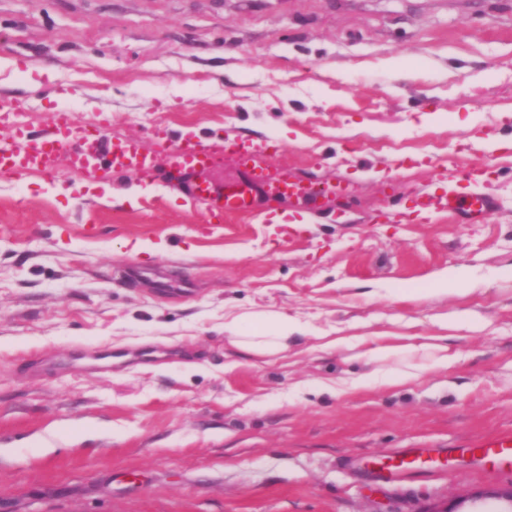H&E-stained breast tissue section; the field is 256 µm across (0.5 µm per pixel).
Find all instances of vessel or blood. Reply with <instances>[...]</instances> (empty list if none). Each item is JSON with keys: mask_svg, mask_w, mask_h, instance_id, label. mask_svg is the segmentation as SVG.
Returning <instances> with one entry per match:
<instances>
[{"mask_svg": "<svg viewBox=\"0 0 512 512\" xmlns=\"http://www.w3.org/2000/svg\"><path fill=\"white\" fill-rule=\"evenodd\" d=\"M153 137L157 143L165 145V158L145 150L136 138L109 143L103 131L91 132L78 127L72 113L59 111L51 114L43 135H31L22 125L12 128L10 144L0 146V170L17 177L29 173L51 176L64 161L71 170L85 175L108 171L116 182L124 181L133 172L177 189L191 202L206 204L211 217L217 220L227 214L253 212L261 197L315 206L320 198L347 190L340 180L319 187L288 171L271 168L262 161L260 149L234 140L218 147L189 135L171 145L165 131L160 129L154 131ZM227 153L241 156L242 175L235 183L213 185L205 173ZM484 175L483 167L473 166L466 172L472 190L462 193L452 185L440 194H422L418 201L420 212H445L460 217L467 224L481 223L494 207L493 199L478 189ZM470 447L485 456L505 458L512 455V433L475 439Z\"/></svg>", "mask_w": 512, "mask_h": 512, "instance_id": "vessel-or-blood-1", "label": "vessel or blood"}]
</instances>
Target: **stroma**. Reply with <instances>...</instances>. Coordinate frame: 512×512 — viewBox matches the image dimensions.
Returning a JSON list of instances; mask_svg holds the SVG:
<instances>
[{"label": "stroma", "instance_id": "stroma-1", "mask_svg": "<svg viewBox=\"0 0 512 512\" xmlns=\"http://www.w3.org/2000/svg\"><path fill=\"white\" fill-rule=\"evenodd\" d=\"M266 147L348 194L211 222L129 175L0 183V512H425L512 486L467 453L512 432V0H0V113ZM483 163L482 224L421 193ZM463 270L466 290L431 293ZM405 288L417 289L411 299ZM310 336L256 358L226 317ZM447 327H440V320ZM444 336L406 384L324 337ZM404 448L430 476L391 480Z\"/></svg>", "mask_w": 512, "mask_h": 512}]
</instances>
